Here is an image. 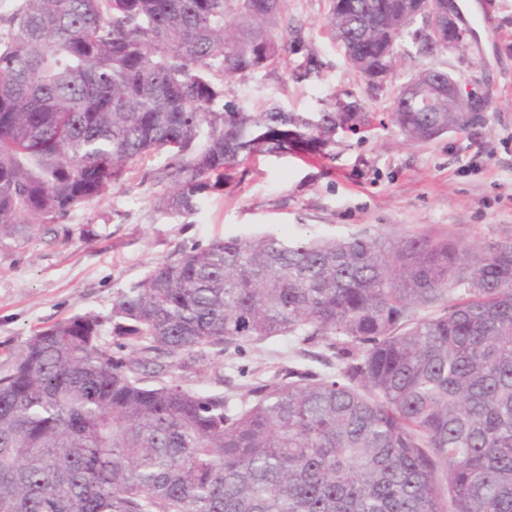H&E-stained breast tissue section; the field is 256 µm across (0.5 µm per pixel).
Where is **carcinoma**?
I'll use <instances>...</instances> for the list:
<instances>
[{"mask_svg":"<svg viewBox=\"0 0 512 512\" xmlns=\"http://www.w3.org/2000/svg\"><path fill=\"white\" fill-rule=\"evenodd\" d=\"M21 0L0 16V239L60 224L167 152L160 210L190 217L241 162L325 154L371 114L247 112L221 77L323 62L285 0ZM367 75L431 59L401 0H328ZM390 121L408 141L482 125L442 98ZM288 336V367L239 406L171 377L187 359ZM153 355L145 373L139 355ZM0 512H512V242L216 239L109 314L43 327L0 365Z\"/></svg>","mask_w":512,"mask_h":512,"instance_id":"1","label":"carcinoma"}]
</instances>
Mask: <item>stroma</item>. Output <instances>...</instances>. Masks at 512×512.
Returning a JSON list of instances; mask_svg holds the SVG:
<instances>
[{
  "label": "stroma",
  "mask_w": 512,
  "mask_h": 512,
  "mask_svg": "<svg viewBox=\"0 0 512 512\" xmlns=\"http://www.w3.org/2000/svg\"><path fill=\"white\" fill-rule=\"evenodd\" d=\"M458 10L486 11L489 24L469 28L462 49L435 63L475 82L488 102L485 122L468 135L408 142L388 114L420 60L402 59L381 89H370L329 34L326 0H287L289 23L302 26L323 62L320 75L298 83L285 67L270 68L225 81L226 99L249 112L273 106L317 112L338 97L373 113L372 124L337 135L327 156L292 151L242 162L185 222L155 209L169 189L160 155L132 166L63 227L46 224L0 240V363L35 329L77 313L108 314L117 293L156 265L215 239L311 232L485 245L512 240V0H460ZM316 355L283 337L256 344L239 359L209 356L183 377L188 387L243 401L256 379L294 363L315 364Z\"/></svg>",
  "instance_id": "35a3bbf8"
}]
</instances>
